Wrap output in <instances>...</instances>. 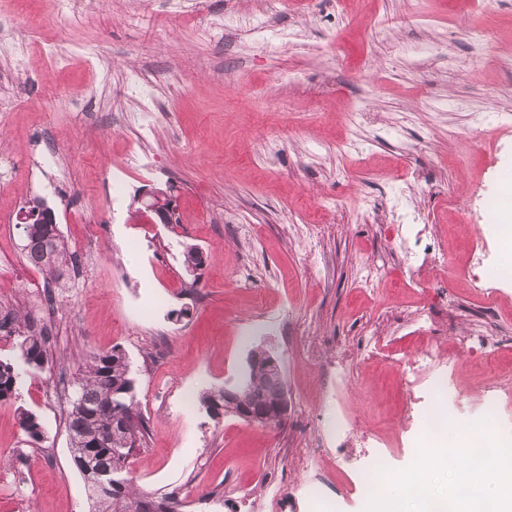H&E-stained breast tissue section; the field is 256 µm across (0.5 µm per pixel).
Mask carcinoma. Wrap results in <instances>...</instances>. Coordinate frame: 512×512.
<instances>
[{"label":"carcinoma","mask_w":512,"mask_h":512,"mask_svg":"<svg viewBox=\"0 0 512 512\" xmlns=\"http://www.w3.org/2000/svg\"><path fill=\"white\" fill-rule=\"evenodd\" d=\"M22 252L28 263L56 286L64 282L75 260L59 228L52 224L29 225ZM2 330L22 337V364L0 360V402L16 398L23 377L36 375L49 365L47 332L37 328L31 316L7 314L0 319ZM249 381L246 399L262 403L273 389L268 372L259 368ZM76 398L81 405H71L67 415L75 468L83 463L93 469L112 467L116 464L113 449L123 448L129 454L141 447L145 422L138 411L131 364L122 350L91 351L86 355ZM19 425L33 441L43 436L41 422L28 410L20 411ZM115 481L118 487L94 497L98 512H175L181 506L173 492L160 498L136 492L127 473L115 475Z\"/></svg>","instance_id":"cac0c4a2"}]
</instances>
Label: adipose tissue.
<instances>
[{"label":"adipose tissue","instance_id":"obj_1","mask_svg":"<svg viewBox=\"0 0 512 512\" xmlns=\"http://www.w3.org/2000/svg\"><path fill=\"white\" fill-rule=\"evenodd\" d=\"M417 512H512V466L502 467L495 484H487L483 473L469 470L448 493H435L426 477L412 480Z\"/></svg>","mask_w":512,"mask_h":512}]
</instances>
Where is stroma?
Wrapping results in <instances>:
<instances>
[{
  "label": "stroma",
  "instance_id": "1",
  "mask_svg": "<svg viewBox=\"0 0 512 512\" xmlns=\"http://www.w3.org/2000/svg\"><path fill=\"white\" fill-rule=\"evenodd\" d=\"M258 6L183 0L174 15L169 0H75L66 27L57 0H0V97L13 104L0 112V317L30 314L50 354L0 402V512H92L66 416L85 353L117 345L148 429L130 474L147 493L178 492L182 512H313V479L329 512H367L369 436L394 475L422 460L410 443L435 404L427 381L406 391L398 376L428 353L433 368L456 367L459 423L487 418L512 435V400L486 412L494 372L456 346L464 332L503 337L497 370L512 374V291L489 301L461 275L489 207L512 197V0L491 19L475 0H427L419 13L411 0H304L273 17L282 43L217 36L225 14ZM475 25L495 58L484 71L460 37ZM14 41L19 63L4 52ZM130 68L156 108L136 125ZM136 147L151 169L128 165ZM47 153L53 165L31 170ZM146 187L174 188L178 223L131 221ZM400 190L409 205L396 220L448 248L445 272L410 284L375 221ZM35 196L76 256L53 290L15 223ZM188 245L205 257L196 281ZM376 264L390 275L369 290ZM424 303L420 326L409 311ZM183 307L192 315L176 321ZM257 344L282 360L287 419H212L198 393L235 380ZM22 407L39 415L42 442H27Z\"/></svg>",
  "mask_w": 512,
  "mask_h": 512
}]
</instances>
